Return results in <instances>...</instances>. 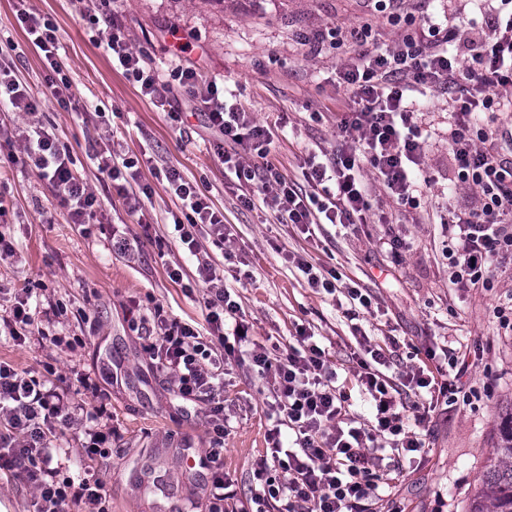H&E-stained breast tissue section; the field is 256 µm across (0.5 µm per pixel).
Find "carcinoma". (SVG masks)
<instances>
[{
  "label": "carcinoma",
  "mask_w": 512,
  "mask_h": 512,
  "mask_svg": "<svg viewBox=\"0 0 512 512\" xmlns=\"http://www.w3.org/2000/svg\"><path fill=\"white\" fill-rule=\"evenodd\" d=\"M467 512H512V413L499 425L498 443L471 491Z\"/></svg>",
  "instance_id": "obj_1"
}]
</instances>
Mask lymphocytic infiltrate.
Segmentation results:
<instances>
[{
    "label": "lymphocytic infiltrate",
    "instance_id": "f902f5d3",
    "mask_svg": "<svg viewBox=\"0 0 512 512\" xmlns=\"http://www.w3.org/2000/svg\"><path fill=\"white\" fill-rule=\"evenodd\" d=\"M470 2L483 9L484 24L471 30L470 47L462 55L448 52L444 14L422 15L418 32L405 34L390 48H368L367 27L347 33L353 54L338 78L349 94L350 108L337 124L335 151L321 161L309 159L304 191L269 160L270 128L238 105L227 104L216 81L202 79L196 66L182 56L171 69V80H177L187 98L201 106L213 133V149L234 181L242 187L261 185L264 204L287 223L306 230L319 224L349 227L369 210L370 193L361 176L366 169L398 203L416 205L431 184L420 174L430 136L417 123L421 104L411 94L433 87L454 91L448 105L453 181L474 188L479 201L460 206L449 218L443 253L453 283L489 288L500 260L512 257V158L501 157L493 148L498 136L494 115L512 110L499 96L500 89L512 87V0H501L509 7L505 13L489 9L488 0ZM16 19L54 73L58 106L69 108L71 83L60 61L55 27L30 12L26 0H17ZM96 31L106 37L113 58L142 95L167 109L172 121H180V110L172 108L168 99L170 80H164L144 54L130 48L121 26L106 15ZM0 109L31 117L22 126L0 120V157L35 172L58 191L72 223H85L100 205L98 194L74 174L54 133L36 120L40 103L6 60H0ZM229 143L240 146L242 156L229 154L225 149ZM96 160L103 177L125 198L129 212H139L153 189L139 182L135 161L109 151ZM163 178L186 210L184 220L174 223L175 241L197 259L196 279L205 288L209 336L201 338L191 325L157 312L146 350L180 399L207 402L209 462H216L224 447V404L218 391L225 358L248 355L260 373L274 380L271 407L276 420L268 433L272 446L257 469L264 481L251 506L238 512H271L278 501L284 502L285 512H365L366 501L376 498L388 474V459H405L424 446L410 424L424 421L425 413L420 405L397 398L395 384L383 372L391 354L371 350L370 360L362 362L358 373L360 389L375 404L374 424L345 427L348 396L337 386L336 368L325 350L304 332L280 360L257 350L247 326L236 319L238 305L224 287L223 267L202 254L204 241L223 247V212L177 169H166ZM30 298L27 289L14 292L0 316V330L17 343L37 334L51 345H60L61 337L38 333ZM75 380L79 392L98 398L94 411L86 410L78 392L51 379L24 376L0 361V472L34 490L36 512H112L105 484L90 472L64 475L61 451L48 442L50 435L69 430L84 436L87 456L102 460L112 456L113 429L107 404L100 399L102 391L87 375L76 374ZM388 435L393 441L387 446L383 440Z\"/></svg>",
    "mask_w": 512,
    "mask_h": 512
}]
</instances>
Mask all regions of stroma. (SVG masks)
Here are the masks:
<instances>
[{
	"instance_id": "stroma-1",
	"label": "stroma",
	"mask_w": 512,
	"mask_h": 512,
	"mask_svg": "<svg viewBox=\"0 0 512 512\" xmlns=\"http://www.w3.org/2000/svg\"><path fill=\"white\" fill-rule=\"evenodd\" d=\"M27 6L57 28L71 80L70 109L58 107L50 72L19 26L14 0H0V51L40 100L38 120L68 148L77 175L98 191L100 206L90 223H72L49 184L0 162V205L7 211L0 231L16 245L13 257L0 260V286L31 289L35 304H59L53 330L75 342L56 347L32 336L18 346L0 338V361L38 378L55 372L67 386L73 383L69 369L77 364L108 393L116 430L113 458L86 459L78 441L64 440L70 476L94 471L112 493V512H155L154 494L132 487L126 473L135 460L148 459L190 512H207V419L198 406L183 405L146 353L144 330L132 326L134 316L149 318L158 308L171 319L204 321V288L193 277L196 259L176 247L172 234L181 203L155 177L173 167L224 212V246L207 252L223 264L224 286L239 303L254 342L283 357L297 329L306 327L335 365L337 383L349 397L347 414L356 423L371 417L370 400L355 377L368 347L398 339L388 370L393 379L422 366L429 347L447 348L452 361L469 350L478 353L477 367L456 381L469 392L468 402L448 407L430 390L403 389L407 403L432 402L436 408L415 428L425 444L422 459L392 468L379 489L380 512L391 498L404 512H466L497 443L498 425L512 413V330L503 329L494 314L512 299V278L495 279L489 288L450 282L443 220L458 199L472 201L476 194L448 191V93L433 90L424 100L425 120L436 134L424 157L432 183L418 207L397 204L374 182L371 208L360 224H325L308 237L298 226L280 223L264 205L260 187L248 188L253 204L243 206L184 93L176 88L170 95L172 106L183 111L176 123L139 93L94 35L96 18L112 16L130 46L163 70L171 55L168 29L179 26L201 75L225 82L235 102L270 127L271 159L300 185L306 157L335 149L347 101L336 71L348 54L331 31L368 22L371 43L385 46L396 44L404 27L377 19L372 0H28ZM320 32L327 35L324 46L310 53L307 41ZM101 112L108 113L109 128L99 126ZM107 149L137 159L140 181L151 184L142 216L129 214L124 199L101 181L96 155ZM141 221L151 230L139 258L113 252V231L136 230ZM393 236L404 242L402 253L392 252ZM293 254L305 256L319 273L340 272L344 288L329 294L311 287L289 263ZM178 264L186 275L176 283L168 270ZM350 286L372 299L370 312L355 319L348 315ZM116 368L122 380L109 383L107 374ZM270 387V378L260 376L247 357L225 360L224 414L230 425L222 463L242 501L258 486L255 470L268 448Z\"/></svg>"
}]
</instances>
